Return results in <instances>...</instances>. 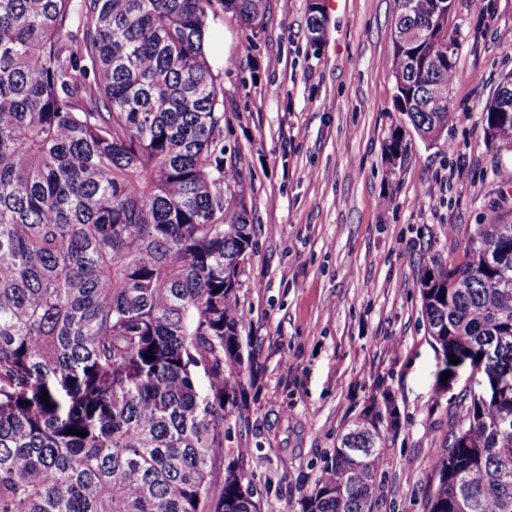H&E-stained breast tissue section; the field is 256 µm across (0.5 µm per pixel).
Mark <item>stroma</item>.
<instances>
[{
  "instance_id": "1",
  "label": "stroma",
  "mask_w": 512,
  "mask_h": 512,
  "mask_svg": "<svg viewBox=\"0 0 512 512\" xmlns=\"http://www.w3.org/2000/svg\"><path fill=\"white\" fill-rule=\"evenodd\" d=\"M399 0H330L313 41L307 0H266L250 51L231 15L224 65V146L237 159L253 249L237 297L248 316L239 413L224 458L262 512H299L347 424L393 400L401 426L382 450L372 512H424L429 462L471 382L440 381L416 286L431 256L459 259L475 225L512 210L479 107L512 72V0H455L461 32L445 143L400 125L387 67ZM467 184L459 195L451 180Z\"/></svg>"
}]
</instances>
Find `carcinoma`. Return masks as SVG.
I'll list each match as a JSON object with an SVG mask.
<instances>
[{
	"label": "carcinoma",
	"mask_w": 512,
	"mask_h": 512,
	"mask_svg": "<svg viewBox=\"0 0 512 512\" xmlns=\"http://www.w3.org/2000/svg\"><path fill=\"white\" fill-rule=\"evenodd\" d=\"M407 2L397 23L425 35L393 44L395 109L436 144L453 112L432 89H450L459 41L438 28L448 0ZM265 10L0 0V512H261L233 467L218 492L212 476L252 224L204 40L222 12L249 51ZM480 112L511 145L512 112ZM417 288L441 372L451 355L512 371V215L475 225L462 260L430 258ZM399 423L390 400L352 421L300 512H372ZM429 467L426 512H512V391L470 397Z\"/></svg>",
	"instance_id": "cac0c4a2"
}]
</instances>
